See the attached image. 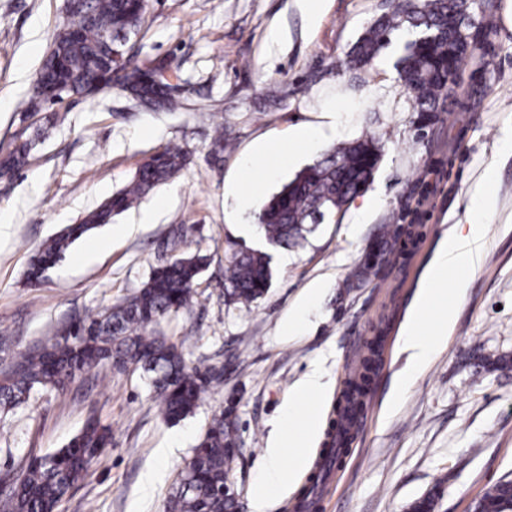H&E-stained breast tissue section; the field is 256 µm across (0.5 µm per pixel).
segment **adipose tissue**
Segmentation results:
<instances>
[{"mask_svg": "<svg viewBox=\"0 0 512 512\" xmlns=\"http://www.w3.org/2000/svg\"><path fill=\"white\" fill-rule=\"evenodd\" d=\"M323 134L322 129L300 124L293 128L287 140L279 145L266 141L258 142L251 156L243 163L239 178L247 183H260L272 177L278 166L305 151ZM491 199L483 189H475L468 207L469 230L464 234H451L436 251L421 287L412 317L401 339L403 351L408 354V363L397 381L394 396L402 398L418 375L429 365L436 352L444 344L449 327L455 318V309L446 304V284L451 271L473 268L479 265L485 244V227L479 216L489 210ZM331 385L330 375L323 363H312L310 370L295 387V401L289 402L285 416L298 421L299 432L290 434L287 441H278L269 448L263 462L266 480L258 488L253 501L254 512H267L277 489L286 481L288 474L281 467L285 457L302 459L318 424L317 410L302 412L301 402H319Z\"/></svg>", "mask_w": 512, "mask_h": 512, "instance_id": "ef3b65f1", "label": "adipose tissue"}]
</instances>
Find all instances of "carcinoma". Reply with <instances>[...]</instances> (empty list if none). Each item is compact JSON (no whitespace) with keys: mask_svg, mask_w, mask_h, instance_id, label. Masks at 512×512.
Wrapping results in <instances>:
<instances>
[{"mask_svg":"<svg viewBox=\"0 0 512 512\" xmlns=\"http://www.w3.org/2000/svg\"><path fill=\"white\" fill-rule=\"evenodd\" d=\"M148 0H66L63 19L44 55L29 100L39 112L48 101L66 97L93 98L115 63L112 49H127L145 25ZM470 0H396L394 9L376 19L351 47L349 67L361 69L379 57L395 32L405 29V41L394 68L408 91L420 128L430 125L448 98V79L455 78L471 46L468 32ZM170 64L138 60L124 54L112 83L127 92L135 105L148 111L182 107L172 92ZM30 142L14 146L0 158V175L13 174L29 163ZM381 160L379 140L361 137L334 148L307 167L275 194L256 215L259 233L276 248L301 244L316 224L343 214L366 190ZM187 161L179 146H164L136 170L132 182L115 192L78 224L49 238L32 255L28 280L37 285L58 265L70 246L89 231L108 224L134 201L178 174ZM271 256L245 250L232 256L224 269L225 295L250 303L270 285ZM206 257L176 258L156 268L133 296L95 316L79 319L43 346L23 353L0 371V411L8 413L40 390L64 391L82 373L111 365L123 371L141 370L152 382L167 420L189 414L201 394L221 373L212 367L186 364L174 343L155 335L163 320L188 308ZM112 444L109 428L95 418L62 448L32 458L0 498V512H54L73 486L89 472ZM236 423L232 413L214 418L200 437L192 457L189 480L178 481L171 499L173 512H234L236 503L219 488L237 457ZM438 494L430 491L412 505V512H436ZM475 512H512V482L488 489Z\"/></svg>","mask_w":512,"mask_h":512,"instance_id":"carcinoma-1","label":"carcinoma"}]
</instances>
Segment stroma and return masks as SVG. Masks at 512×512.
<instances>
[{
  "label": "stroma",
  "mask_w": 512,
  "mask_h": 512,
  "mask_svg": "<svg viewBox=\"0 0 512 512\" xmlns=\"http://www.w3.org/2000/svg\"><path fill=\"white\" fill-rule=\"evenodd\" d=\"M506 0H476L453 97L417 138L411 98L393 63L408 38L395 34L372 66L346 67L365 29L389 0H149L136 40L140 59L171 61L179 112L135 108L119 89L70 97L28 112L42 57L65 0H0V157L31 143L30 163L0 177V334L12 351L52 338L77 316L93 315L142 288L171 257L208 264L190 307L161 330L189 364L223 369L193 413L166 421L139 374L112 368L79 376L64 392H41L0 412V480L35 455L59 448L97 415L112 430L88 475L60 512H169L178 472L222 411L233 410L238 457L229 473L241 512H253L270 433L295 384L324 362L331 390L321 421L336 415L342 390L371 345L379 361L343 462L319 512H409L440 488L436 512H472L492 485L512 481V29ZM56 122H48L51 113ZM299 124L330 134L277 176L253 187L248 208L229 189L255 143L286 139ZM227 145L213 155L216 131ZM379 138L383 155L364 195L339 223L318 225L301 246L272 252L266 293L224 299V267L242 248L265 250L255 216L284 184L352 139ZM188 151L185 167L111 224L77 240L39 285L29 260L52 235L124 188L158 148ZM492 181H485L486 172ZM485 183L494 201L481 216L483 258L453 294L456 318L428 368L400 403L391 387L403 367L401 336L436 250L467 219L470 194ZM376 205L364 211L367 197ZM162 199L157 212L149 207ZM412 226L418 241L384 247L377 271H357L384 225ZM322 292L306 301L313 283ZM301 321L292 333L291 316Z\"/></svg>",
  "instance_id": "obj_1"
}]
</instances>
